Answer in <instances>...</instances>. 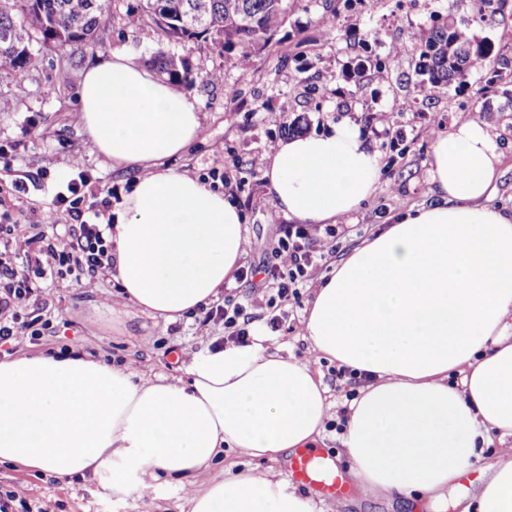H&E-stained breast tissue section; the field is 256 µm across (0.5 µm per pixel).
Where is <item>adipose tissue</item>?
I'll return each instance as SVG.
<instances>
[{
	"mask_svg": "<svg viewBox=\"0 0 512 512\" xmlns=\"http://www.w3.org/2000/svg\"><path fill=\"white\" fill-rule=\"evenodd\" d=\"M78 113L92 153L138 173L105 229L125 305L173 322L218 300L245 216L166 164L202 132L196 98L115 51L85 70ZM429 165L431 200L387 215L320 277L302 321L313 360L270 349L257 326L252 344L186 350L181 377L76 351L0 361V464L95 480L120 501L175 485L188 512H326L275 467L323 439L324 359L361 382L342 434L361 491L447 501L491 440L512 443V212L491 205L503 154L488 127L453 124ZM263 176L285 218L333 224L375 193L380 161L347 121L279 141ZM460 502L512 512V452Z\"/></svg>",
	"mask_w": 512,
	"mask_h": 512,
	"instance_id": "ef3b65f1",
	"label": "adipose tissue"
}]
</instances>
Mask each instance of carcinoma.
I'll list each match as a JSON object with an SVG mask.
<instances>
[{"instance_id": "obj_1", "label": "carcinoma", "mask_w": 512, "mask_h": 512, "mask_svg": "<svg viewBox=\"0 0 512 512\" xmlns=\"http://www.w3.org/2000/svg\"><path fill=\"white\" fill-rule=\"evenodd\" d=\"M159 0H143L141 12L128 17V27L136 29L149 17L159 37L189 43L200 37L217 36L225 52L245 56L263 48L270 36L283 26L286 0H165L172 14L157 12ZM201 10L209 27L184 25L179 15ZM108 11V0H0V64L18 73L40 67L42 57L30 48V31L41 34L48 47L65 48L93 40ZM481 19L476 13L466 20L448 14L428 25L424 41L415 44L419 53L418 70L432 87L464 84L478 63L490 74V81H501L494 67V46L487 38L469 35ZM158 73L169 82L188 86L195 82L189 60L158 52L153 58Z\"/></svg>"}]
</instances>
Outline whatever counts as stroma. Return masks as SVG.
Segmentation results:
<instances>
[{"mask_svg":"<svg viewBox=\"0 0 512 512\" xmlns=\"http://www.w3.org/2000/svg\"><path fill=\"white\" fill-rule=\"evenodd\" d=\"M140 0H111L105 23L94 43L75 44L65 52L42 48L43 61L34 71L16 73L0 67V98L10 111L0 112V222L14 225L20 235L64 233L74 217L59 211L54 223L45 214L57 192L74 174V163L99 192H111L119 204L131 189L134 173L113 170L88 148V137L78 120V90L85 70L97 59L122 50L136 63L150 66L158 50L186 56L197 79L189 92L202 113V132L185 156L169 164L188 175L206 178L216 157L230 153L240 160L231 187L225 193L238 203L246 217L243 265L271 261L269 245L277 233L266 204L269 194L262 171L249 160L270 140L285 138L287 128L319 133L331 124L351 119L360 125L370 146L381 158L376 192L364 208L345 217V235L323 265L330 272L347 252L380 229L384 215L402 207L428 201L432 184L429 152L432 140L423 131L429 121L448 128L460 121L484 122L496 136L505 158L497 203L512 201V102L500 88L488 87L485 72L472 73L465 87L429 91L418 73V53L408 35L412 27L431 24L436 16L480 12L475 32L489 38L497 59L506 61L502 74L512 80V0H288L283 27L265 48L248 57L229 56L214 38L186 45L161 42L154 24L138 29L126 24ZM336 13V27L319 23L325 11ZM357 39H350V32ZM211 71L222 81H208ZM400 108L397 126L402 138L385 135L371 121L376 112ZM29 175L24 192L13 183ZM41 304L36 313L51 324L40 340L20 336L0 350V361L23 353L88 352L109 362L130 360L152 374L179 376L181 349H201L223 340L224 325L199 328L195 315L164 323L135 313L113 316L118 286L111 277L94 287L77 288L46 278L36 280ZM311 287L300 290L288 306V322L272 332L271 343L304 359L309 357L301 337L302 315ZM0 487L48 505L50 512H130L128 507L101 495L97 484L69 481L55 475L0 465Z\"/></svg>","mask_w":512,"mask_h":512,"instance_id":"stroma-1","label":"stroma"}]
</instances>
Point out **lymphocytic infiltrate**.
I'll use <instances>...</instances> for the list:
<instances>
[{
  "instance_id": "obj_1",
  "label": "lymphocytic infiltrate",
  "mask_w": 512,
  "mask_h": 512,
  "mask_svg": "<svg viewBox=\"0 0 512 512\" xmlns=\"http://www.w3.org/2000/svg\"><path fill=\"white\" fill-rule=\"evenodd\" d=\"M92 209L86 219L71 225L66 240L56 236L24 237L14 235L10 225H0V344L19 336L37 340L44 328L38 318L23 319V312L34 297L30 276L57 274L70 278L77 286L92 287L111 267V253L103 235V208ZM339 234L332 224H282L273 243L276 263H263L240 269L239 280L250 282L252 295L235 300L225 295L223 302L199 306L198 322L208 326L223 322L224 338L236 344L250 340L248 327L252 308L266 306L268 323L278 328L288 315V304L298 297L299 288L312 279L332 249Z\"/></svg>"
}]
</instances>
